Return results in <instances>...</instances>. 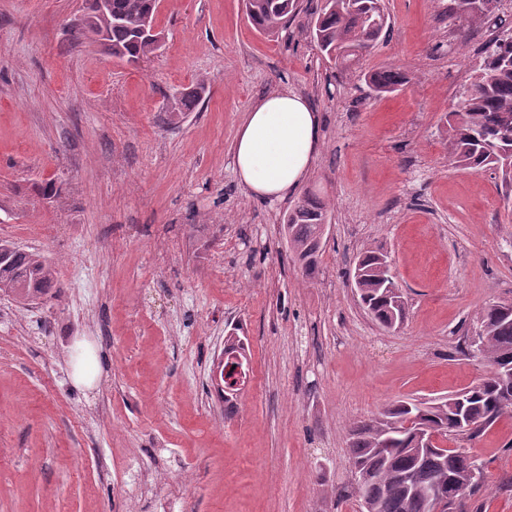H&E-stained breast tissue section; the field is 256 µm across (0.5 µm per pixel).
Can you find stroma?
Returning <instances> with one entry per match:
<instances>
[{
    "label": "stroma",
    "instance_id": "obj_1",
    "mask_svg": "<svg viewBox=\"0 0 512 512\" xmlns=\"http://www.w3.org/2000/svg\"><path fill=\"white\" fill-rule=\"evenodd\" d=\"M448 3L386 0L385 40L343 72L305 30L320 0L276 37L242 0H161L163 46L137 65L73 42L84 0H0V239L57 271L39 304L0 297V512H357L349 422L484 375L459 344L476 309L512 299V206L492 171L448 161L488 39ZM383 68L408 80L379 97ZM283 89L324 118L301 187L331 208L312 279L279 232L286 204L249 196L231 162L252 103ZM371 246L407 300L396 331L350 285ZM233 329L251 370L228 418L211 369ZM81 338L103 372L90 389L71 379ZM465 448L494 488L472 505L512 512V419ZM185 470L183 499L160 497ZM206 92L205 84L199 83L194 87L181 92L175 97L169 105V114L172 118H183L187 112H191L196 105L202 100Z\"/></svg>",
    "mask_w": 512,
    "mask_h": 512
}]
</instances>
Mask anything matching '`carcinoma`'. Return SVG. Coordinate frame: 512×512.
I'll return each mask as SVG.
<instances>
[{
  "instance_id": "obj_1",
  "label": "carcinoma",
  "mask_w": 512,
  "mask_h": 512,
  "mask_svg": "<svg viewBox=\"0 0 512 512\" xmlns=\"http://www.w3.org/2000/svg\"><path fill=\"white\" fill-rule=\"evenodd\" d=\"M476 10L471 0H450L448 16L469 26L491 19L499 0H485ZM298 0H245L246 15L269 36L287 28ZM156 23L155 0H111L109 12L88 6L71 26L74 39L99 43L112 57L138 63L156 51V39L143 35ZM389 22L384 0H324L307 24L311 42L336 68L344 69L366 56L386 37ZM483 62L459 94L448 130V155L455 164L479 171L493 169L501 177L506 198L512 197V30L495 34L484 46ZM406 74L389 68L368 76L378 96L391 94ZM206 92L199 83L174 98L169 114L179 119L192 111ZM328 205L308 193L283 216L282 231L303 275L315 273L328 223ZM383 253L367 249L355 264L356 293L367 314L382 328L405 322L407 308ZM55 270L40 254L0 242V295L32 301L54 287ZM479 331L480 364L488 374L461 390L459 401L442 398L419 404L397 400L379 414L350 424L349 453L353 490L364 512H428L429 492L452 483L464 500L489 490L484 464L477 458L418 447L415 433L434 432L444 438L475 440L493 423L512 416V302L493 301L472 318ZM248 351L245 339L231 331L224 337L227 355Z\"/></svg>"
}]
</instances>
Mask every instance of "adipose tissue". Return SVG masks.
<instances>
[{
    "label": "adipose tissue",
    "mask_w": 512,
    "mask_h": 512,
    "mask_svg": "<svg viewBox=\"0 0 512 512\" xmlns=\"http://www.w3.org/2000/svg\"><path fill=\"white\" fill-rule=\"evenodd\" d=\"M322 138V116L284 90L251 105L232 146L237 180L256 199L283 202L309 178Z\"/></svg>",
    "instance_id": "adipose-tissue-1"
}]
</instances>
